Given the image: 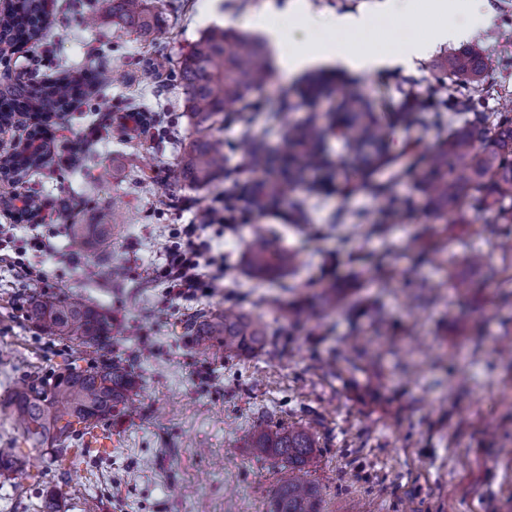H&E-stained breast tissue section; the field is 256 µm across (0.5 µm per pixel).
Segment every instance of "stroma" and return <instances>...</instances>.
Wrapping results in <instances>:
<instances>
[{
    "mask_svg": "<svg viewBox=\"0 0 512 512\" xmlns=\"http://www.w3.org/2000/svg\"><path fill=\"white\" fill-rule=\"evenodd\" d=\"M73 2L51 0L42 44L18 51L12 63H0V72L38 84L63 62L83 70L108 66L112 81L100 94L102 105L157 112L165 132L104 129L101 114L81 104L57 117L65 128L61 155H70L89 128H97L98 137L85 150L84 168L54 164L19 184V192L39 194V222H18L0 211V225L11 226L14 243L25 250L22 264L0 260V396L30 372L53 379L72 353L68 341L40 335L28 322L25 297L32 285L21 271L27 265L46 270V292L80 296L110 319L107 354L129 363L139 412L132 421H104L110 454L87 451L74 467L25 447L9 410L0 407V448L26 453L20 488L0 484V512H40L42 493L52 488L60 492L61 512H266L285 471L244 447L260 421L311 426L321 455L312 477L323 488L325 512H350L355 504L361 512H512V356L503 353L512 347V288L497 287L488 273L512 260V241L472 210L464 223L444 224L407 177L398 187V211L385 224L379 199L340 182L305 197L309 222L302 227H295L283 202L240 214L234 230H221L210 223L208 205L253 181L240 149L244 141L279 145L282 131L270 113L306 117V108L284 106L301 77L272 69L267 85L252 96L259 119L220 129L235 180L197 190L174 178L192 131L176 74L182 57L212 27V11H219L224 28L244 33L269 0H150L168 27L167 38L154 45L108 18L86 27L73 14ZM447 2V12L436 14L431 0H413L411 15L391 18L386 0H305L310 13L329 22L309 37L386 54L398 32L427 38L461 19L462 0ZM487 6L490 27L474 30L468 42L483 52L481 90L491 111L500 99L512 100V0H487ZM346 14L365 15L370 23L361 30L335 25ZM380 15L387 16V28L376 27ZM454 48L438 43L425 58L375 73L356 75L339 66L320 72L342 78L375 112H393L408 90L436 84L429 63ZM150 57L166 63V78L144 76ZM447 133L432 109L417 128L392 127V161L374 180H389L403 168L407 144L428 155ZM104 168L111 176L102 181ZM115 200L121 217L112 231V258L126 268L118 288L85 278L83 268L95 255L73 259L65 232L70 224L93 223L97 210ZM181 224L197 225L223 254L225 278L222 287L173 300L159 271L168 230ZM256 224L298 257L282 283L245 270L243 253ZM421 235L441 249L442 265L420 263ZM473 253L485 255L489 268L468 265ZM452 274L473 280L474 288L454 293ZM328 282L360 299L362 313L342 306L313 320L284 317V305ZM228 308L268 324L276 355L227 359L186 335L196 315ZM381 317L387 329H378Z\"/></svg>",
    "mask_w": 512,
    "mask_h": 512,
    "instance_id": "stroma-1",
    "label": "stroma"
}]
</instances>
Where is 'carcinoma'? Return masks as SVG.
I'll use <instances>...</instances> for the list:
<instances>
[{
    "label": "carcinoma",
    "mask_w": 512,
    "mask_h": 512,
    "mask_svg": "<svg viewBox=\"0 0 512 512\" xmlns=\"http://www.w3.org/2000/svg\"><path fill=\"white\" fill-rule=\"evenodd\" d=\"M88 24L99 15L112 16L115 23L158 42L166 38L163 19L152 10L149 0H95ZM45 12L42 0H12L10 8L0 12V44L38 45L44 39ZM432 68L451 75L470 87L464 95H454L464 103L469 114L463 124L453 128L448 121V136L443 138L428 158L415 155L406 164L403 175L416 179V187L435 214L454 216L465 210L494 213L493 223L506 226L512 235V106L502 112H486L475 105L476 86L481 78L479 50L463 46L436 61ZM269 61L265 44L257 39L221 26L211 27L180 61L177 77L188 94L193 133L184 145L178 164L180 180L194 188H204L228 170L223 147L214 135L218 122L252 120L249 112H232L229 106L245 104L249 95L262 89L269 79ZM112 82L111 71H97L74 77L63 73L50 84L34 86L7 82V92L0 91V126L30 101L49 114L66 110L77 97L92 102L100 90ZM319 74L302 81L294 90L295 105L312 107L324 93ZM428 95L411 91L401 108L380 117L366 101L346 92L326 125L312 112L299 124L288 123L279 147L262 143L246 144L247 162L254 172L276 169L272 181L260 180L249 185L244 194L228 193L224 205L265 211L278 199L303 186L316 193L339 176L340 169L330 158L326 140L331 135L343 139L348 153L363 174H371L388 152L389 127L400 125L413 129L420 125ZM50 144H39L24 153L17 162L15 150L0 143V172L12 171L25 178L30 172L46 167ZM464 163L468 174L451 177L448 169ZM396 180L365 183L382 202V213L390 217L396 208ZM119 212L100 210L94 224L69 225L70 252L78 256L91 249L105 255L111 247L112 225ZM297 263L296 254L276 245L258 226L245 249V265L255 277L275 278ZM344 297L334 285L323 287L317 297L322 309L341 306ZM28 320L43 336L58 337L76 347L97 354L111 346L112 324L95 306L81 297H53L33 292L26 300ZM189 332L201 343L217 342L224 357H238L263 351L274 345L273 333L266 325L245 313L227 309L220 316L204 315L189 325ZM134 377L125 362L100 358L85 369L68 366L49 383L35 376L18 380L3 403L16 418L22 435L32 447L40 448L55 459L71 457L76 465L84 457L79 441L84 432L103 421L122 414H132L130 407ZM244 447L258 456L280 462L288 476L281 479L269 500L267 512H321L322 494L310 479L318 468L316 442L304 425H255ZM25 459L10 448H0V478L15 480L24 471Z\"/></svg>",
    "instance_id": "obj_1"
}]
</instances>
